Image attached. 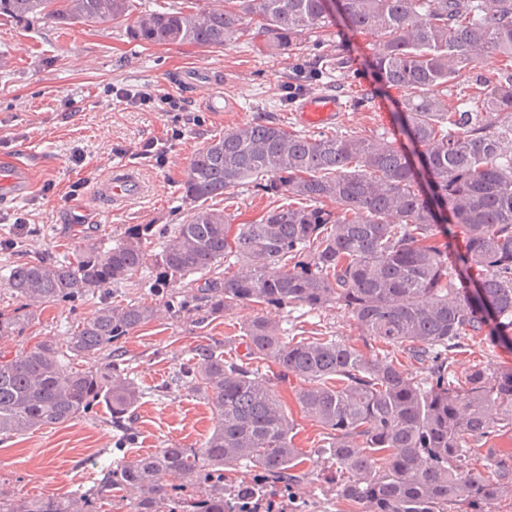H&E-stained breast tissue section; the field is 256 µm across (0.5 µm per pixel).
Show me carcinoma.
<instances>
[{
	"instance_id": "1",
	"label": "carcinoma",
	"mask_w": 512,
	"mask_h": 512,
	"mask_svg": "<svg viewBox=\"0 0 512 512\" xmlns=\"http://www.w3.org/2000/svg\"><path fill=\"white\" fill-rule=\"evenodd\" d=\"M353 32L376 37L368 63L380 87L401 93L396 113L406 152L355 134L290 132L251 122L224 132L190 159L183 223L147 253L137 228L110 247L64 259L19 262L9 274L20 311L0 312V339L18 336L37 308L74 301L135 277L147 260L156 288L188 298L168 304L176 319L232 304L347 308L365 343L408 349L427 376L334 338L294 341L278 321L257 316L241 336L244 359H225L220 342L196 349L185 374L220 416L198 448H160L102 468L96 485L67 498L0 500V512H100L114 494L131 495L130 512H231L224 471L255 472L259 501L292 495L310 475L293 442L296 423L277 383L300 382L304 416L334 431L329 458L337 495L365 512H471L512 491V448H488L489 469L473 463L467 441L512 426V370L475 368L448 381V352L467 336L512 345V81L484 85L476 107L448 102V86L490 58L512 61V0H336ZM47 19L60 26L124 25L147 45L224 50L256 34L290 51L330 23V0H215L208 9L134 12L132 0H0V16ZM253 183L290 199L251 224H236L211 202ZM462 241L449 252L437 235ZM224 269V276L213 272ZM197 274L195 281L187 277ZM150 303L107 304L78 322L65 347L46 337L11 357L0 355V436L64 424L103 403L112 426L144 397L122 365L119 343L156 318ZM72 357L107 354L103 367L71 369ZM276 375L264 372L269 364ZM199 485L196 495L182 492Z\"/></svg>"
}]
</instances>
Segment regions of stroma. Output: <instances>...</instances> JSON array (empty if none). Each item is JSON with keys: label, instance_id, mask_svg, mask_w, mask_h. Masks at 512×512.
I'll return each mask as SVG.
<instances>
[{"label": "stroma", "instance_id": "35a3bbf8", "mask_svg": "<svg viewBox=\"0 0 512 512\" xmlns=\"http://www.w3.org/2000/svg\"><path fill=\"white\" fill-rule=\"evenodd\" d=\"M375 39L334 21L310 34L297 50L279 54L262 39L204 52L189 45L151 46L109 23L65 28L42 20L0 17V162L23 158L38 173L29 195L0 189V310L19 308L8 284L11 267L37 257H63L100 241L113 244L134 226L151 235L182 223L183 182L191 156L224 131L256 120L299 130L295 109L308 95L329 92L349 102L341 120L325 134L356 133L386 138L401 111L400 95L379 87L361 63ZM147 89L170 98L177 110L142 111L119 102L114 88ZM230 97L234 112H214L206 98ZM165 147L163 163L131 158L142 140ZM119 166L136 168L147 193L126 206L98 193ZM268 194L247 183L231 190L225 206L236 223L260 218ZM152 265L131 282L75 303L58 302L38 311L23 335L0 340V350L17 352L43 337L65 343L71 327L103 304L153 302L160 309L121 345L124 364L145 396L130 424L132 444L118 448L116 431L103 406L62 425L0 439V498L66 497L92 486L101 465L160 448L200 445L218 422L212 406L178 372L202 344L224 343L227 357L244 352L237 338L257 313L234 304L203 324L179 321L164 311L166 295L154 284ZM295 338L330 336L362 346V332L342 305L306 315L291 314ZM449 361L454 376L479 366L512 370V346L478 338L462 340ZM297 381L277 391L295 420L294 444L317 455L331 432L304 417L296 401ZM334 472L317 464L294 489L314 512H364L336 495Z\"/></svg>", "mask_w": 512, "mask_h": 512}]
</instances>
